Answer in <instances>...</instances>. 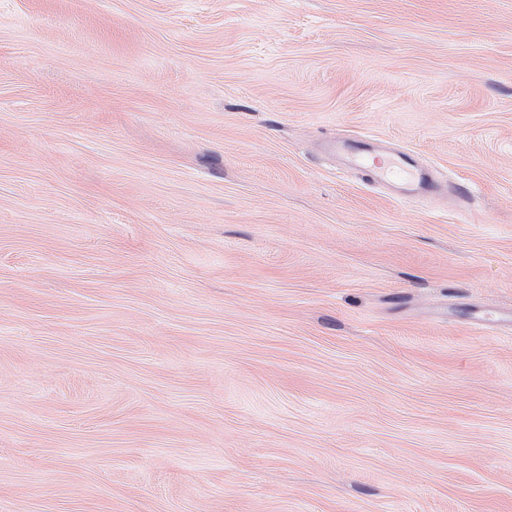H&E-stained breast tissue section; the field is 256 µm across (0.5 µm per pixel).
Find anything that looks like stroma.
<instances>
[{"label": "stroma", "mask_w": 512, "mask_h": 512, "mask_svg": "<svg viewBox=\"0 0 512 512\" xmlns=\"http://www.w3.org/2000/svg\"><path fill=\"white\" fill-rule=\"evenodd\" d=\"M0 512H512V0H0ZM355 167L367 170L369 181L377 185L401 182L411 190L403 200L427 197L425 192L417 191L418 186L429 188L424 180L423 171L416 165L414 157L407 152L391 154L374 147L371 136H359L348 143Z\"/></svg>", "instance_id": "1"}]
</instances>
